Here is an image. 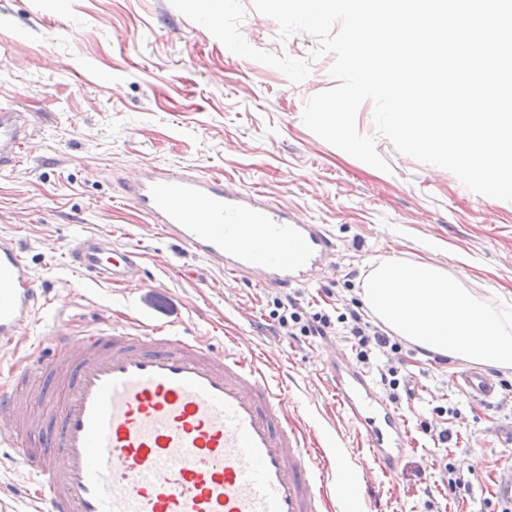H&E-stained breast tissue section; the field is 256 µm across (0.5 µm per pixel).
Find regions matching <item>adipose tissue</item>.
<instances>
[{"label": "adipose tissue", "instance_id": "ef3b65f1", "mask_svg": "<svg viewBox=\"0 0 512 512\" xmlns=\"http://www.w3.org/2000/svg\"><path fill=\"white\" fill-rule=\"evenodd\" d=\"M359 296L388 334L452 361L512 369V297L469 288L431 261L381 256Z\"/></svg>", "mask_w": 512, "mask_h": 512}]
</instances>
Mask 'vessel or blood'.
<instances>
[{
  "mask_svg": "<svg viewBox=\"0 0 512 512\" xmlns=\"http://www.w3.org/2000/svg\"><path fill=\"white\" fill-rule=\"evenodd\" d=\"M22 115L0 105V169L26 153ZM126 195L157 229L231 277L299 287L328 266L336 245L322 225L257 193L225 190L223 176L180 166L145 169ZM68 257L104 283L138 279L139 253L87 236ZM38 288L15 238L0 236V339L30 320ZM56 350L0 388V425L33 479L38 512H332L330 478L375 497L346 454L325 453L291 421L259 359L237 343L215 356L203 340L163 326L97 329L79 338L55 332ZM339 404L381 470L408 444L407 424L358 366L329 360ZM459 386L487 402L496 382L478 370ZM47 409L26 413L25 398Z\"/></svg>",
  "mask_w": 512,
  "mask_h": 512,
  "instance_id": "b4317fda",
  "label": "vessel or blood"
}]
</instances>
